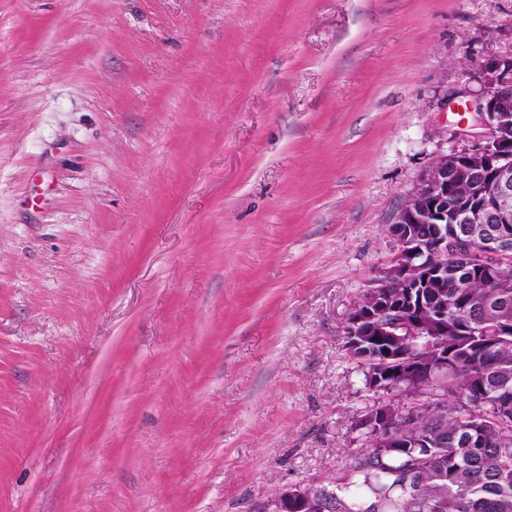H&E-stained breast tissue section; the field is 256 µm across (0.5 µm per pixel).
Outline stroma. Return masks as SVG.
<instances>
[{
	"instance_id": "35a3bbf8",
	"label": "stroma",
	"mask_w": 512,
	"mask_h": 512,
	"mask_svg": "<svg viewBox=\"0 0 512 512\" xmlns=\"http://www.w3.org/2000/svg\"><path fill=\"white\" fill-rule=\"evenodd\" d=\"M512 0H0V512H265L361 456L342 329Z\"/></svg>"
}]
</instances>
